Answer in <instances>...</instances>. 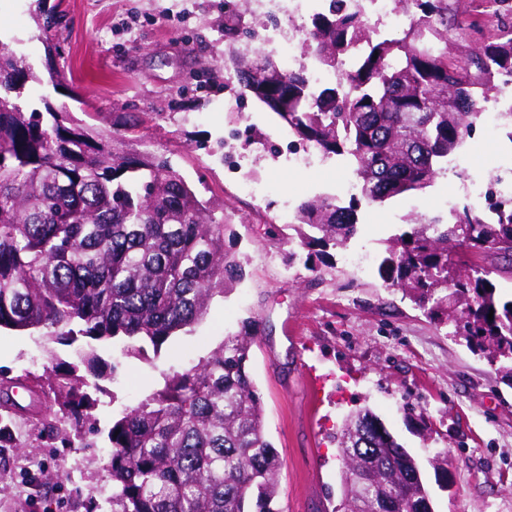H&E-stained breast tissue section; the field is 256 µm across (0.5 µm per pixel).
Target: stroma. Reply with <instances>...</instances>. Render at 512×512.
Masks as SVG:
<instances>
[{
	"mask_svg": "<svg viewBox=\"0 0 512 512\" xmlns=\"http://www.w3.org/2000/svg\"><path fill=\"white\" fill-rule=\"evenodd\" d=\"M59 17L63 54L48 58L38 28L40 11ZM0 42L24 56L38 81L24 99L50 101L97 129H126L138 150L167 157L196 192L214 204L225 223V246L244 260L243 280L215 297L192 332L160 352L122 354L95 345L103 391L93 392L99 432L95 447L63 445L42 427L17 423L16 447H0V512H110L108 432L112 420L224 341L256 329L251 373L265 409L268 440L282 461L280 512H335L341 503V461L336 433L343 420L370 407L419 458L447 451L456 465L447 488L427 472L435 512H512V384L482 354L456 341L444 319L387 287L377 270L358 272L330 250L310 270L291 242L293 205L317 196H342L352 170L324 160L291 168L260 145L235 143L238 166L224 167L219 147L230 128H253L277 142L276 115L253 98L224 103V0H0ZM53 69L64 70L80 101L57 90ZM449 168L424 191L398 196L358 212L349 249L381 253L401 233L408 214L447 216L448 202L468 204V187L492 168L512 167V140L485 113ZM242 180L268 185L245 195ZM347 248V249H348ZM81 343L44 342L39 335L0 331V374L44 378L78 362ZM36 446L28 458L25 446ZM38 471L31 496L22 476Z\"/></svg>",
	"mask_w": 512,
	"mask_h": 512,
	"instance_id": "1",
	"label": "stroma"
}]
</instances>
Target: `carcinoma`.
Wrapping results in <instances>:
<instances>
[{
  "label": "carcinoma",
  "mask_w": 512,
  "mask_h": 512,
  "mask_svg": "<svg viewBox=\"0 0 512 512\" xmlns=\"http://www.w3.org/2000/svg\"><path fill=\"white\" fill-rule=\"evenodd\" d=\"M457 0H396L409 14L381 35L371 19L328 0L311 19L307 48L339 81L315 86L271 56L254 60L259 34L237 11L224 17V90L265 105L296 141L347 159L360 194L302 202L296 243L312 254L344 248L362 202L382 204L429 187L448 171L485 104L512 84V0H488L485 18H456ZM32 66L0 45V328L122 344L125 354L191 331L210 302L244 278L210 202L169 161L127 150L108 131L48 100L28 106L16 81ZM452 221L407 216L387 242L384 283L418 305L436 300L452 335L482 351L512 381V299L474 262L491 253L512 266V198L488 195L450 211ZM493 319H488V314ZM253 334L229 336L190 369L164 378L112 422L111 512H279L280 458L264 431V403L249 371ZM0 383V410L18 412ZM80 367L40 384L73 431L93 429V400ZM372 448L356 451L357 433ZM344 498L338 512H434L422 469L373 411L336 434Z\"/></svg>",
  "instance_id": "1"
}]
</instances>
